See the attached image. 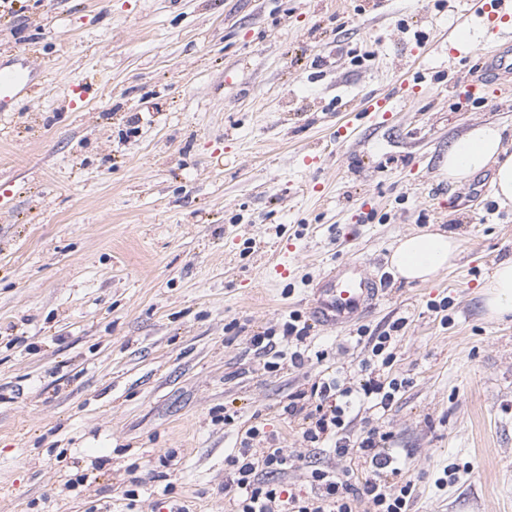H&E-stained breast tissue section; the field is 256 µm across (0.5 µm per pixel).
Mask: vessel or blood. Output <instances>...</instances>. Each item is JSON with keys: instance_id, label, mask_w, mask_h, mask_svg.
Here are the masks:
<instances>
[{"instance_id": "obj_1", "label": "vessel or blood", "mask_w": 512, "mask_h": 512, "mask_svg": "<svg viewBox=\"0 0 512 512\" xmlns=\"http://www.w3.org/2000/svg\"><path fill=\"white\" fill-rule=\"evenodd\" d=\"M483 11L491 23L486 40V55L495 70L512 72V51H501L498 42L499 20L512 15V0H485ZM33 86V76L26 64L0 66V112L11 111L18 97ZM375 276L363 264L349 260L337 264L319 281L313 298L315 318L330 327H344L359 319L380 297Z\"/></svg>"}]
</instances>
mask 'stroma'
<instances>
[{"instance_id":"35a3bbf8","label":"stroma","mask_w":512,"mask_h":512,"mask_svg":"<svg viewBox=\"0 0 512 512\" xmlns=\"http://www.w3.org/2000/svg\"><path fill=\"white\" fill-rule=\"evenodd\" d=\"M369 2L0 5V63L27 51L36 83L0 112V512H229L225 459L252 425L254 448L296 457L270 482L361 481L305 440L314 401L284 408L339 370L359 387L366 363L402 386L347 433L389 432L409 512H512V316L483 297L512 258V207L492 170L439 169L480 124L512 149V77L484 71L478 0ZM424 229L459 238L458 262L395 278L393 244ZM346 260L384 279L382 300L265 368L252 336L310 318ZM386 330L387 363L370 342Z\"/></svg>"}]
</instances>
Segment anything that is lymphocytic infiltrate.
Segmentation results:
<instances>
[{
	"label": "lymphocytic infiltrate",
	"instance_id": "obj_1",
	"mask_svg": "<svg viewBox=\"0 0 512 512\" xmlns=\"http://www.w3.org/2000/svg\"><path fill=\"white\" fill-rule=\"evenodd\" d=\"M309 330V324L303 323L300 314L293 312L282 332L270 329L253 336L251 342L263 353L298 363L304 358L303 352L297 349L283 353L278 348V340L285 337L300 343L307 338ZM396 390V382L382 380L378 375L369 378L357 391L340 387L334 379L311 388L312 397L318 400L316 416L305 428L303 436L312 443L334 440L339 453L355 456L367 464L370 475L359 485L350 482L347 474L316 469L311 473L313 495H283L281 487L268 482L266 476L287 470V450L266 448L254 451L251 442L259 436L260 430L255 426L248 428L236 454L226 458L229 475L224 483V493L233 503V512H358L364 502L372 504L373 512H407L412 486L408 483L398 486L393 482L399 470L394 467L392 456L384 451L389 433L376 427L356 439L345 434L347 409L368 400L381 409H388ZM336 395L340 396V403L331 404V397Z\"/></svg>",
	"mask_w": 512,
	"mask_h": 512
}]
</instances>
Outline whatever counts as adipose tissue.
I'll return each instance as SVG.
<instances>
[{
    "mask_svg": "<svg viewBox=\"0 0 512 512\" xmlns=\"http://www.w3.org/2000/svg\"><path fill=\"white\" fill-rule=\"evenodd\" d=\"M493 169L495 194L512 203V154L503 146L500 127L483 124L455 138L440 161V171L450 182L461 183L484 169ZM460 243L453 235L424 230L398 239L390 256L397 277L424 283L454 265ZM484 302L490 315L512 314V260L499 263L484 284Z\"/></svg>",
    "mask_w": 512,
    "mask_h": 512,
    "instance_id": "obj_1",
    "label": "adipose tissue"
}]
</instances>
